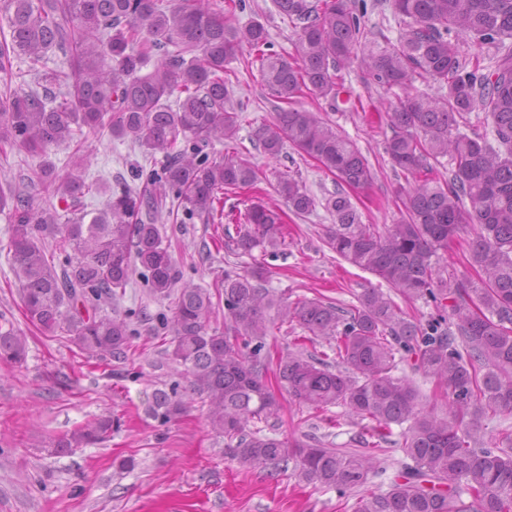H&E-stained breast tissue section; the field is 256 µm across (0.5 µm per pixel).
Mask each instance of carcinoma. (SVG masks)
<instances>
[{
	"instance_id": "cac0c4a2",
	"label": "carcinoma",
	"mask_w": 512,
	"mask_h": 512,
	"mask_svg": "<svg viewBox=\"0 0 512 512\" xmlns=\"http://www.w3.org/2000/svg\"><path fill=\"white\" fill-rule=\"evenodd\" d=\"M280 16L297 31L293 52L268 54V32L259 20L244 26L224 22L211 0H7V28L0 27V146L20 143L32 152L68 143L78 134L99 137L113 113L115 137L128 138L151 158L162 154L160 171L144 189L110 192L107 208L85 222L84 159L54 176H33L50 197L69 202L73 217L62 226L52 213L29 208L0 190V211L12 207L10 252L25 315L40 330L61 332L79 350L101 361L127 357L134 337L129 323L98 311L128 285L136 268L160 298H172L171 359L184 368L187 386L155 393L151 417L164 426L199 399L208 407L212 432L242 466L292 470L300 480L339 493L361 489L375 456L317 442L264 435L251 425L279 416L283 401L324 411L341 406L368 421L361 443L374 450L390 443L392 426L406 425L402 449L409 463L402 479L382 493H365L355 512H512V433L484 445L475 421L512 412V0H392L403 27L397 43L374 48L355 0H275ZM496 50L494 68L463 61L461 45ZM259 54L260 75L270 94L292 104L309 92L335 104L342 70L357 59L387 87L437 84L386 112L390 135L384 152L411 178L406 215L381 229L361 223L345 188L370 185L367 157L318 112L295 108L254 131L274 158L284 141L316 159L336 177L329 199L335 224L326 243L344 261L368 271L407 299H424L448 310L421 325L390 295L368 288L358 304L339 307L320 298L287 301L266 288L265 270L224 273L215 289L180 280L157 221L181 207L215 222L220 194L254 184L258 172L237 151L221 159L201 154L214 141L233 142L239 113L224 106L232 81L228 65L243 48ZM58 49L70 70L42 71L46 53ZM24 55L35 87L11 89V56ZM155 58L154 70L140 74ZM491 120L494 141L469 125L466 115ZM191 148H176L178 137ZM449 157L448 177L426 171ZM288 208L315 207L303 184L277 177ZM224 225V247L236 255L285 243L278 210L258 201L244 217ZM467 225L470 266L479 284L454 273L443 276L442 254ZM54 241L55 250L45 246ZM224 299V327L211 326L214 299ZM296 323L304 340L327 343L336 367L312 353H290L276 366L284 392L267 383L262 355L272 328ZM414 358L413 369L448 389L443 414L427 403L413 380L396 377V355ZM27 336L0 326V360L20 365ZM120 425L103 417L49 447L66 453L95 443Z\"/></svg>"
}]
</instances>
